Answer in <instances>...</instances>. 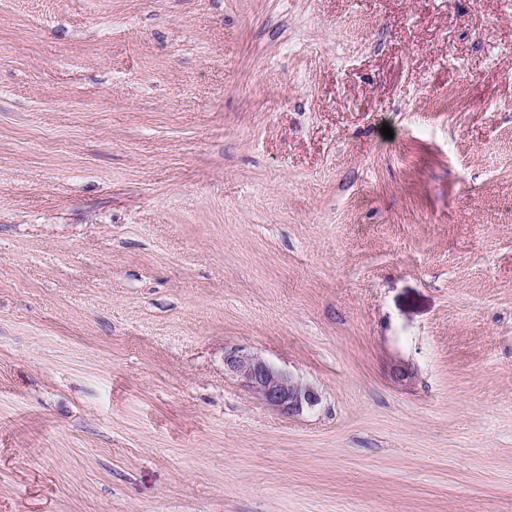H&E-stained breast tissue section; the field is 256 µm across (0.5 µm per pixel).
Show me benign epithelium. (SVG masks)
Here are the masks:
<instances>
[{"label":"benign epithelium","instance_id":"7a95c632","mask_svg":"<svg viewBox=\"0 0 512 512\" xmlns=\"http://www.w3.org/2000/svg\"><path fill=\"white\" fill-rule=\"evenodd\" d=\"M224 371L240 379L268 406L288 416L300 414L319 402L318 393L309 384L245 349L224 351Z\"/></svg>","mask_w":512,"mask_h":512}]
</instances>
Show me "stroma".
<instances>
[{"label": "stroma", "instance_id": "1", "mask_svg": "<svg viewBox=\"0 0 512 512\" xmlns=\"http://www.w3.org/2000/svg\"><path fill=\"white\" fill-rule=\"evenodd\" d=\"M0 512H512V0H0ZM224 371L240 379L268 406L288 416L300 414L319 402L318 393L309 384L245 349L225 350Z\"/></svg>", "mask_w": 512, "mask_h": 512}]
</instances>
